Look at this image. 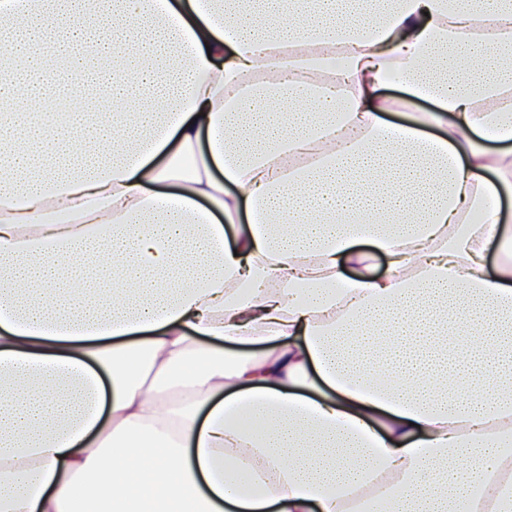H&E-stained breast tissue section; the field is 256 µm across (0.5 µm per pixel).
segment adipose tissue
I'll return each instance as SVG.
<instances>
[{
  "label": "adipose tissue",
  "mask_w": 512,
  "mask_h": 512,
  "mask_svg": "<svg viewBox=\"0 0 512 512\" xmlns=\"http://www.w3.org/2000/svg\"><path fill=\"white\" fill-rule=\"evenodd\" d=\"M369 2L0 0V512H512V0Z\"/></svg>",
  "instance_id": "ef3b65f1"
}]
</instances>
